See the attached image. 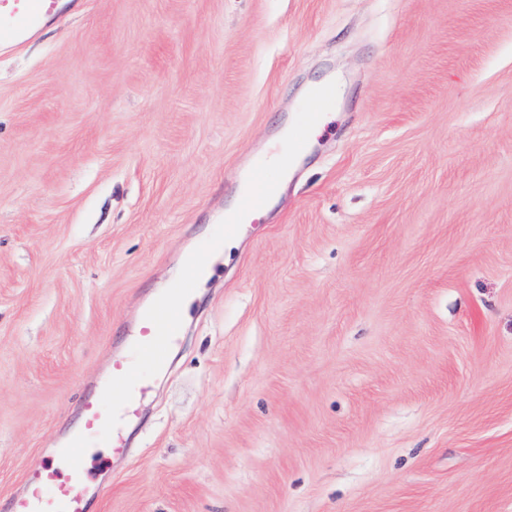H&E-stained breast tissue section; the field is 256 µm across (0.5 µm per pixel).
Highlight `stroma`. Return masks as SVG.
Returning a JSON list of instances; mask_svg holds the SVG:
<instances>
[{
  "mask_svg": "<svg viewBox=\"0 0 512 512\" xmlns=\"http://www.w3.org/2000/svg\"><path fill=\"white\" fill-rule=\"evenodd\" d=\"M333 80L91 512H512V0H79L0 53V512Z\"/></svg>",
  "mask_w": 512,
  "mask_h": 512,
  "instance_id": "1",
  "label": "stroma"
}]
</instances>
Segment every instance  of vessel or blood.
<instances>
[{"label":"vessel or blood","instance_id":"vessel-or-blood-1","mask_svg":"<svg viewBox=\"0 0 512 512\" xmlns=\"http://www.w3.org/2000/svg\"><path fill=\"white\" fill-rule=\"evenodd\" d=\"M75 0H0V51L16 48L37 32L72 10ZM105 411L100 400L85 404L83 425L58 448V464L38 468L29 481L28 493L16 499L11 512H86V473L83 460L87 448L99 437ZM67 480H60V469Z\"/></svg>","mask_w":512,"mask_h":512}]
</instances>
